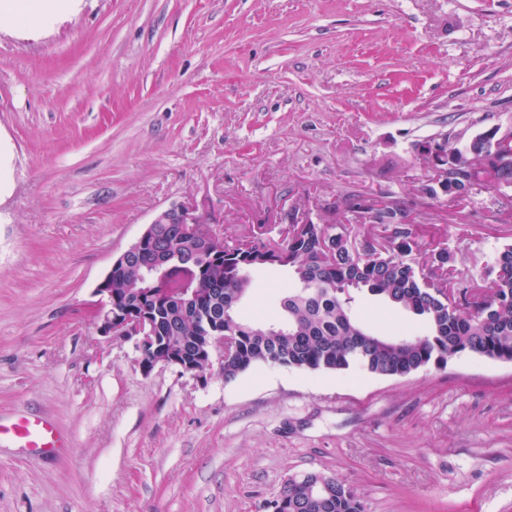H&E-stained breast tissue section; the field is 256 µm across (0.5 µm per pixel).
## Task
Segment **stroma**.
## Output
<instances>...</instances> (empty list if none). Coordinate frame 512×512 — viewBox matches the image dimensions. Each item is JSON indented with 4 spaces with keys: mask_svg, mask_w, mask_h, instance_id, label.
I'll return each mask as SVG.
<instances>
[{
    "mask_svg": "<svg viewBox=\"0 0 512 512\" xmlns=\"http://www.w3.org/2000/svg\"><path fill=\"white\" fill-rule=\"evenodd\" d=\"M512 126V0H73L44 28L0 22V415L73 441L0 455V512H270L335 475L364 512H512V362L405 376L257 365L233 380L100 333L94 290L154 215L186 199L231 245L279 240L388 194L424 261L460 287L512 243L504 192L421 187L415 143ZM260 322L288 276L257 270ZM389 336L420 320L362 292Z\"/></svg>",
    "mask_w": 512,
    "mask_h": 512,
    "instance_id": "35a3bbf8",
    "label": "stroma"
}]
</instances>
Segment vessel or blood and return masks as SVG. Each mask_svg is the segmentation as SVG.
<instances>
[{
    "mask_svg": "<svg viewBox=\"0 0 512 512\" xmlns=\"http://www.w3.org/2000/svg\"><path fill=\"white\" fill-rule=\"evenodd\" d=\"M66 438L48 418L26 412L0 418V447L50 457L67 447Z\"/></svg>",
    "mask_w": 512,
    "mask_h": 512,
    "instance_id": "vessel-or-blood-1",
    "label": "vessel or blood"
}]
</instances>
